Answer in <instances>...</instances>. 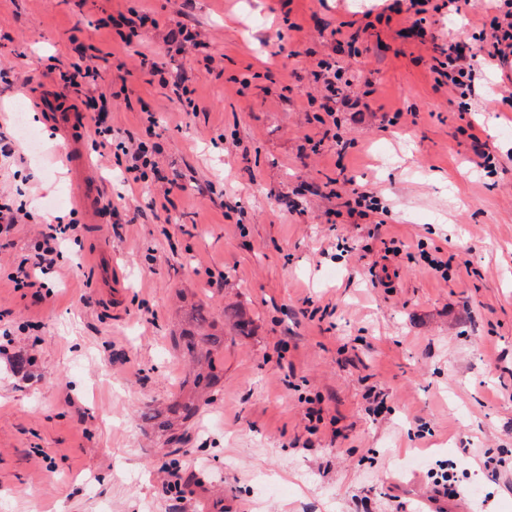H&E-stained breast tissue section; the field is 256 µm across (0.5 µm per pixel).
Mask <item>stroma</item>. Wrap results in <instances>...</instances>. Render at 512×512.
<instances>
[{
    "label": "stroma",
    "mask_w": 512,
    "mask_h": 512,
    "mask_svg": "<svg viewBox=\"0 0 512 512\" xmlns=\"http://www.w3.org/2000/svg\"><path fill=\"white\" fill-rule=\"evenodd\" d=\"M368 7L0 0V146L13 151L0 190H22L31 213L0 247V311L29 326L0 359V512H361L366 496L372 512H417L448 459L460 495L443 512H512V473L480 464L487 450L512 455V70L490 67L459 112L430 70L431 37L484 55L473 9L429 13L421 36ZM132 8L155 26L129 42L102 27ZM339 24L355 47L332 36ZM181 28L198 44L169 50ZM149 47L185 77L194 109L148 83ZM104 54L97 84L63 86L60 71ZM321 59L350 81L333 139L307 102L324 94ZM100 96L119 134L154 117L159 168L180 184L168 207L158 185L125 181L129 157L93 152L84 101ZM20 106L36 145L16 128ZM75 106L83 130L68 140L55 115ZM80 160L98 177L87 207L72 201ZM354 189L378 197L381 229L348 215ZM59 216L81 224L80 244L64 246L50 290H16L12 262ZM103 249L113 290L93 264ZM427 254L451 260L450 280ZM200 304L224 331L222 379L176 453L155 415L186 392L171 335ZM174 463L182 503L162 487Z\"/></svg>",
    "instance_id": "obj_1"
}]
</instances>
